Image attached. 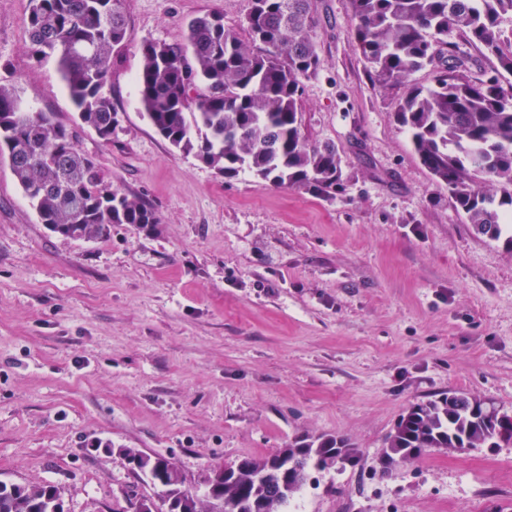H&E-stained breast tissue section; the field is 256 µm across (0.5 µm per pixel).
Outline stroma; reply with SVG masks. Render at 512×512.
Returning <instances> with one entry per match:
<instances>
[{"label":"stroma","instance_id":"stroma-1","mask_svg":"<svg viewBox=\"0 0 512 512\" xmlns=\"http://www.w3.org/2000/svg\"><path fill=\"white\" fill-rule=\"evenodd\" d=\"M29 0H0V84L65 124L54 58L33 62ZM320 67L305 134L335 144L331 200L173 151L139 101L143 41L209 13L247 39L250 0H124L105 90L118 124L80 147L159 222L48 231L0 158V480L64 488L66 512L154 490L122 456L173 462L189 490L242 456L333 434L358 464L313 472L306 512H512V446L433 449L374 473L407 409L457 390L512 415V253L478 234L419 163L352 46L349 0H314Z\"/></svg>","mask_w":512,"mask_h":512}]
</instances>
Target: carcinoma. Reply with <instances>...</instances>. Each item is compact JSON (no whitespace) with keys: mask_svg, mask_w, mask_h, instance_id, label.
<instances>
[{"mask_svg":"<svg viewBox=\"0 0 512 512\" xmlns=\"http://www.w3.org/2000/svg\"><path fill=\"white\" fill-rule=\"evenodd\" d=\"M246 28L252 49L224 27L220 15L197 17L185 38L145 40L136 82L156 131L177 151L193 153L216 173H242L276 186L334 198L345 190L341 156L302 132L303 80L320 57L313 0H251ZM124 0H29L30 55L54 56L78 114L65 125L50 112L26 108L0 85V156L53 233L95 240L112 224L145 229L159 223L143 200L112 187L95 159L81 150L78 129L109 142L117 115L104 92L112 60L128 42ZM353 46L381 89L403 88L395 116L410 134L420 164L476 231L512 251V0H350ZM480 45L496 60L481 78L469 76L470 57L453 36ZM433 71L422 87L412 75ZM512 444V417L463 393L448 392L412 405L387 437L376 472L431 448L465 453ZM156 489L150 512H286L310 483L311 472L341 470L359 461L348 440L331 434L297 438L262 457L224 466V489L204 483L198 496L166 458L133 448ZM61 487L0 480V512H53Z\"/></svg>","mask_w":512,"mask_h":512,"instance_id":"carcinoma-1","label":"carcinoma"}]
</instances>
